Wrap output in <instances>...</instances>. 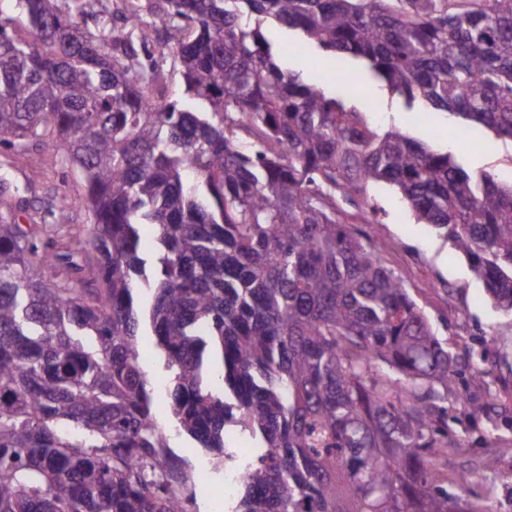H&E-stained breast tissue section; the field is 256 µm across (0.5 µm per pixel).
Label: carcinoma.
Instances as JSON below:
<instances>
[{
  "instance_id": "obj_1",
  "label": "carcinoma",
  "mask_w": 512,
  "mask_h": 512,
  "mask_svg": "<svg viewBox=\"0 0 512 512\" xmlns=\"http://www.w3.org/2000/svg\"><path fill=\"white\" fill-rule=\"evenodd\" d=\"M167 3L184 99L157 105L123 29L0 0V146L62 152L90 219L59 239L0 201V512H196L146 334L176 431L244 474L230 512H492L432 459L457 356L353 224L391 186L512 313V185L283 69L262 26L512 141V0ZM143 342V360L149 370L152 373L153 381L156 384H160L161 387H164L165 384V375L162 372L161 364L159 363V358L156 356V352L154 346L152 344L153 339L152 336H142Z\"/></svg>"
}]
</instances>
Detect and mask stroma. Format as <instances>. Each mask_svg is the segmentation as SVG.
I'll return each mask as SVG.
<instances>
[{
	"instance_id": "1",
	"label": "stroma",
	"mask_w": 512,
	"mask_h": 512,
	"mask_svg": "<svg viewBox=\"0 0 512 512\" xmlns=\"http://www.w3.org/2000/svg\"><path fill=\"white\" fill-rule=\"evenodd\" d=\"M80 19L86 31L102 25L130 26L137 19L156 20L164 14L166 0H82ZM282 68L318 82L334 94L340 81L332 63L319 50L290 52L294 31L277 24L266 25ZM170 30L158 25L146 46L138 48L135 67L153 60L163 63L164 79L152 92L155 103L183 99L179 62L172 51ZM352 97L381 99L387 105L379 116L383 125L396 126L414 139L435 149H445L455 162L469 170H485L502 182L512 181V142L497 138L478 124L452 128L439 112H409L399 97L389 93L360 61H350L345 70ZM0 189L16 203L22 224H51L58 233L71 226H87L82 205L84 184L63 156L32 145L21 152L0 147ZM379 221L364 225L365 233L390 243L388 265L404 282L418 307L433 324L440 339L458 355L461 388L486 410L469 415L448 401V453L438 460L447 471L474 473L471 500L492 505L495 512H512V316L494 309L481 283L469 271L467 259L428 225L416 223L389 187L375 190ZM68 198L60 208V198Z\"/></svg>"
}]
</instances>
